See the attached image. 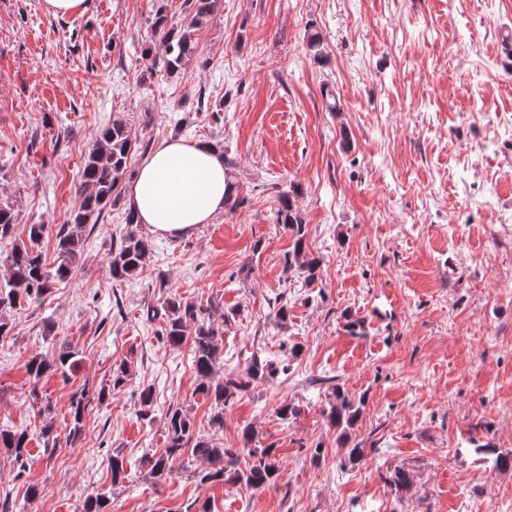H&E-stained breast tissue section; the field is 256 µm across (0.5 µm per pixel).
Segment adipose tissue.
Segmentation results:
<instances>
[{
  "instance_id": "adipose-tissue-1",
  "label": "adipose tissue",
  "mask_w": 512,
  "mask_h": 512,
  "mask_svg": "<svg viewBox=\"0 0 512 512\" xmlns=\"http://www.w3.org/2000/svg\"><path fill=\"white\" fill-rule=\"evenodd\" d=\"M226 183L218 149L170 138L140 165L128 201L151 232L177 238L223 211Z\"/></svg>"
}]
</instances>
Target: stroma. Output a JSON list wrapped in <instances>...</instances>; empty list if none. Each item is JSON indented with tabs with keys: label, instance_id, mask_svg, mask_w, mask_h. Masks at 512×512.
<instances>
[{
	"label": "stroma",
	"instance_id": "stroma-1",
	"mask_svg": "<svg viewBox=\"0 0 512 512\" xmlns=\"http://www.w3.org/2000/svg\"><path fill=\"white\" fill-rule=\"evenodd\" d=\"M152 9L88 0L54 16L42 0H0V199L45 225L48 264L84 157L117 112L144 144L223 145L243 200L189 236L151 235L141 271L121 282L108 261L123 209L107 208L71 278L12 314L0 426H26L33 440L23 471L0 448V491L16 512H82L93 490L111 491L112 512H512V468L492 455L512 451V0H223L168 79L143 55L160 44ZM310 28L323 37L318 63ZM291 190L321 260L310 288L288 282L294 240L273 220ZM172 294L206 308L224 371L255 354L288 368L225 410L223 428L195 390L190 344L168 346L146 316ZM350 316L363 335L349 334ZM65 342L73 375L43 377L52 409L38 413L26 364ZM122 362L130 375L116 387ZM336 385L364 401L344 432L324 417ZM82 386L109 394L86 409L79 443L45 451L41 428L65 434ZM285 402L299 410L286 422ZM172 406L227 448L252 427L277 450L276 482L202 486L183 459L151 479L144 457L164 451ZM347 443L364 448L361 465L342 467ZM116 451L131 473L118 486Z\"/></svg>",
	"mask_w": 512,
	"mask_h": 512
}]
</instances>
